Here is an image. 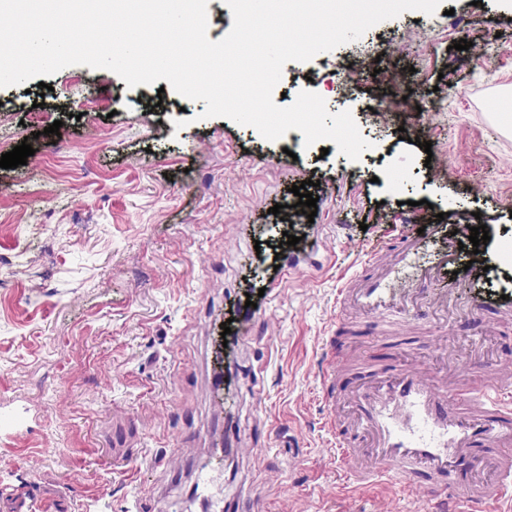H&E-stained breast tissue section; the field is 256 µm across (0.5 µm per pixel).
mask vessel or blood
I'll list each match as a JSON object with an SVG mask.
<instances>
[{"instance_id":"vessel-or-blood-1","label":"vessel or blood","mask_w":512,"mask_h":512,"mask_svg":"<svg viewBox=\"0 0 512 512\" xmlns=\"http://www.w3.org/2000/svg\"><path fill=\"white\" fill-rule=\"evenodd\" d=\"M422 239L403 235L395 249H378L336 287L337 312L370 320L391 312L402 326L422 335L447 327L449 313L478 316L494 308L512 319V297L487 303L457 300L446 274L455 257L444 243L423 261ZM310 251L290 252L277 271L263 273V300L239 318V336L249 340L255 324L292 274L309 268ZM349 329L336 328V342L321 365L332 432V461L342 488L375 478L413 493L425 479L424 512H512V372L487 379H459L434 366L406 367L396 358L374 360L351 371L342 354Z\"/></svg>"}]
</instances>
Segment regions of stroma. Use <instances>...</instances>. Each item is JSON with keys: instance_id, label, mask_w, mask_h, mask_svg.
<instances>
[{"instance_id": "1", "label": "stroma", "mask_w": 512, "mask_h": 512, "mask_svg": "<svg viewBox=\"0 0 512 512\" xmlns=\"http://www.w3.org/2000/svg\"><path fill=\"white\" fill-rule=\"evenodd\" d=\"M442 7L439 24L403 14L285 65L289 94L315 91L367 132L355 162L334 146L284 153L204 117V102L128 88L106 69L66 67L46 93L34 79L0 88V151L27 136L34 150L0 168V512L18 498L32 512L46 499L55 512H128L157 494L171 512L252 498L264 512H420V497L378 481L338 492L320 372L339 276L399 234L437 228L436 250L456 225L486 224L488 269L468 268L472 243L456 253L471 282L462 296L512 294V0ZM463 39L470 48L455 50ZM77 85L102 92L78 119ZM397 166L409 191L394 188ZM308 179L330 264L286 283L248 347L221 348V321L258 292L249 260L276 253L239 239L238 226L277 223L271 207L296 204L291 188ZM476 349L483 370L512 364V330L494 336L458 317L441 341L415 339L407 361L464 365ZM215 375L258 459L215 456ZM169 448L180 467L156 466ZM210 475L223 485L214 501L200 485Z\"/></svg>"}]
</instances>
